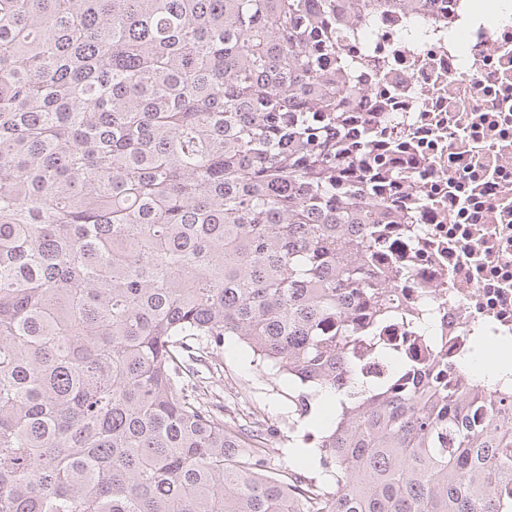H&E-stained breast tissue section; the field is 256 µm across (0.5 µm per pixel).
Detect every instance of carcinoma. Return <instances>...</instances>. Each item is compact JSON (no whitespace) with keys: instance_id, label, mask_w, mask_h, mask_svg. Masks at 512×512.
Returning <instances> with one entry per match:
<instances>
[{"instance_id":"carcinoma-1","label":"carcinoma","mask_w":512,"mask_h":512,"mask_svg":"<svg viewBox=\"0 0 512 512\" xmlns=\"http://www.w3.org/2000/svg\"><path fill=\"white\" fill-rule=\"evenodd\" d=\"M335 4L0 0V512H512V386L352 362L403 218L345 137ZM227 336L338 405L324 479L203 400Z\"/></svg>"}]
</instances>
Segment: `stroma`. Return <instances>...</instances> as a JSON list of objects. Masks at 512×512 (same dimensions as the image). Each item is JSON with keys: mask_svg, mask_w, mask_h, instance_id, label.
<instances>
[{"mask_svg": "<svg viewBox=\"0 0 512 512\" xmlns=\"http://www.w3.org/2000/svg\"><path fill=\"white\" fill-rule=\"evenodd\" d=\"M198 369L211 380L209 396L220 402L224 414L239 424H259L267 431L271 472L304 457L309 435L316 427L309 419L289 416L294 388L287 377L260 363L252 352L234 339L211 354Z\"/></svg>", "mask_w": 512, "mask_h": 512, "instance_id": "35a3bbf8", "label": "stroma"}]
</instances>
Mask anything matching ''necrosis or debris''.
<instances>
[{
	"instance_id": "obj_1",
	"label": "necrosis or debris",
	"mask_w": 512,
	"mask_h": 512,
	"mask_svg": "<svg viewBox=\"0 0 512 512\" xmlns=\"http://www.w3.org/2000/svg\"><path fill=\"white\" fill-rule=\"evenodd\" d=\"M400 0L351 8L337 0L336 43L354 71L336 68L339 92L355 89L354 127L370 128L391 176L383 195L413 218L389 224L385 265L396 270L402 317L355 349L359 372L385 379L384 352L448 364L459 389L475 378L473 337L512 343V8L508 0ZM429 319L436 348L412 319Z\"/></svg>"
}]
</instances>
